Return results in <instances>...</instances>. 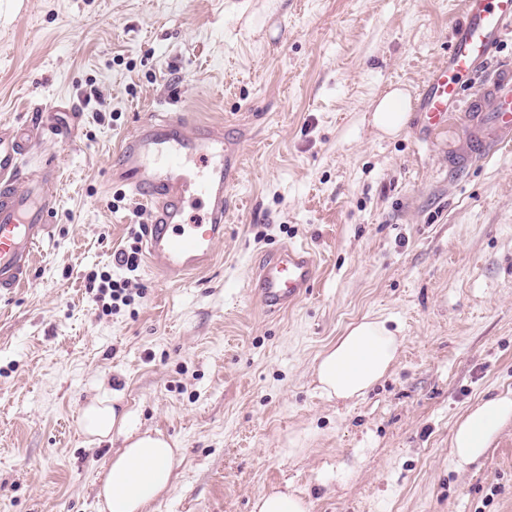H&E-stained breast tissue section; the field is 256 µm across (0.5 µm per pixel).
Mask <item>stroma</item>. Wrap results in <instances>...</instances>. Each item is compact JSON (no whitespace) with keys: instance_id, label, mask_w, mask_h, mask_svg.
<instances>
[{"instance_id":"stroma-1","label":"stroma","mask_w":512,"mask_h":512,"mask_svg":"<svg viewBox=\"0 0 512 512\" xmlns=\"http://www.w3.org/2000/svg\"><path fill=\"white\" fill-rule=\"evenodd\" d=\"M461 18L460 0H0V125L81 115L27 162L56 155L61 178L30 281L0 295V512H98L122 440L88 443L79 416L112 396L182 450L150 512H250L283 485L310 512H512V423L465 470L449 455L467 408L512 391V147L458 169V121L369 122L391 87L418 96ZM162 112L238 129L224 240L180 282L141 264L144 298L109 314L86 276L147 221L117 149ZM290 242L318 277L268 313L251 283ZM367 314L401 354L327 400L313 360Z\"/></svg>"}]
</instances>
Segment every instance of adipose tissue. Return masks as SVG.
<instances>
[{
	"label": "adipose tissue",
	"instance_id": "obj_1",
	"mask_svg": "<svg viewBox=\"0 0 512 512\" xmlns=\"http://www.w3.org/2000/svg\"><path fill=\"white\" fill-rule=\"evenodd\" d=\"M411 96L394 88L377 99L371 114L377 130L398 134L410 118ZM401 340L387 318L366 315L350 323L336 342L316 357L313 373L318 389L330 400L362 397L376 386L395 363ZM81 428L90 442L119 434L123 446L113 453L96 478L101 512H148L171 489L181 450L175 440L158 431L129 427V415L116 399L101 398L81 413ZM512 423V392L472 406L454 425L450 457L464 467L476 462Z\"/></svg>",
	"mask_w": 512,
	"mask_h": 512
}]
</instances>
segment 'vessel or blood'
<instances>
[{
  "label": "vessel or blood",
  "mask_w": 512,
  "mask_h": 512,
  "mask_svg": "<svg viewBox=\"0 0 512 512\" xmlns=\"http://www.w3.org/2000/svg\"><path fill=\"white\" fill-rule=\"evenodd\" d=\"M461 12L464 20L454 30L448 59L429 71L418 108L430 133L447 126L449 113H462L467 140L456 160L464 166L512 145V68L487 64L512 28V0H462ZM468 81L474 87L465 101L461 87ZM77 120L73 113L64 126L0 127V294L29 280L34 253L57 208L55 158L43 159L38 171L28 173L23 157L35 134L70 140ZM240 159V142L176 113L141 122L121 141L114 177L149 207L145 254L153 269L179 280L210 266L224 240L228 190ZM192 202L202 204L201 219L188 218ZM316 273L309 247L283 245L260 267L256 294L268 311L287 309L313 287Z\"/></svg>",
  "instance_id": "b4317fda"
}]
</instances>
